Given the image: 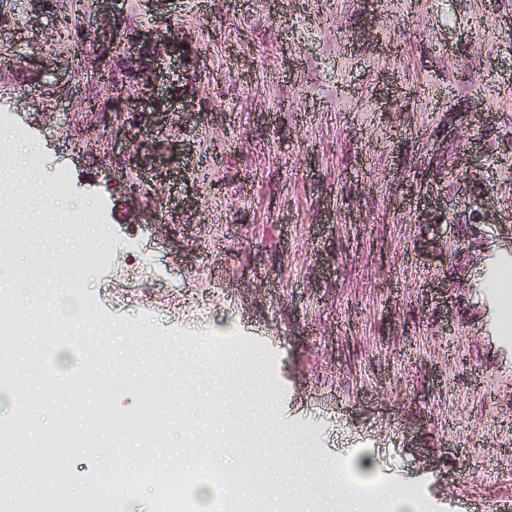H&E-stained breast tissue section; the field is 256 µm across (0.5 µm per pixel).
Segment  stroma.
I'll return each instance as SVG.
<instances>
[{
    "instance_id": "obj_1",
    "label": "stroma",
    "mask_w": 512,
    "mask_h": 512,
    "mask_svg": "<svg viewBox=\"0 0 512 512\" xmlns=\"http://www.w3.org/2000/svg\"><path fill=\"white\" fill-rule=\"evenodd\" d=\"M169 24L187 58L145 139L136 73L169 58L103 31ZM132 144L186 180L130 170ZM510 209L512 0H0V220L27 242L0 279L76 274L111 317L252 340L223 419L278 459L252 466L262 512L512 497ZM358 456L383 494L343 479Z\"/></svg>"
}]
</instances>
